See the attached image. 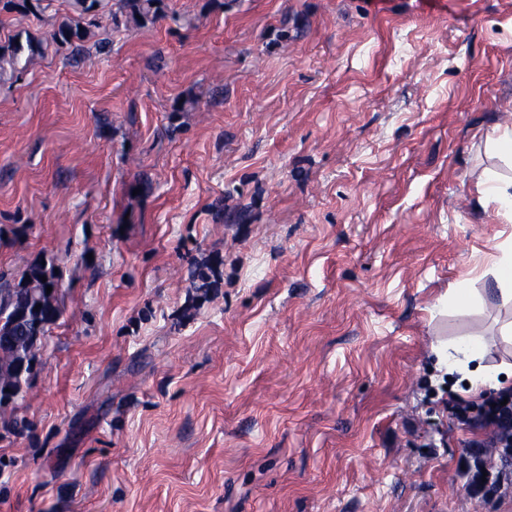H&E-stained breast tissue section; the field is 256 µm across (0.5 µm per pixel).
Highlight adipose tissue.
<instances>
[{
	"mask_svg": "<svg viewBox=\"0 0 512 512\" xmlns=\"http://www.w3.org/2000/svg\"><path fill=\"white\" fill-rule=\"evenodd\" d=\"M485 344L480 337L465 336L445 348H437L439 366L448 372L460 373L470 392L500 391L512 386V364L490 366L485 364Z\"/></svg>",
	"mask_w": 512,
	"mask_h": 512,
	"instance_id": "ef3b65f1",
	"label": "adipose tissue"
}]
</instances>
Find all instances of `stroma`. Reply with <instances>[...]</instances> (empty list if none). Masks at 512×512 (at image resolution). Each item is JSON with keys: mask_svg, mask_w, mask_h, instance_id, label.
<instances>
[{"mask_svg": "<svg viewBox=\"0 0 512 512\" xmlns=\"http://www.w3.org/2000/svg\"><path fill=\"white\" fill-rule=\"evenodd\" d=\"M0 75V277L62 309L0 409V512H512L470 494L473 402L512 362V0H165ZM465 309L448 307L460 285ZM482 193L492 202L499 204L500 208L512 210V181L501 182L494 174L488 173L480 182ZM500 254L494 256L492 266L496 270L495 288L492 293L504 303L512 302V240L499 246ZM485 344L478 336H465L457 339L446 350L436 348L437 364L446 367L448 374H461L470 393L500 391L512 386V364L498 366L484 364Z\"/></svg>", "mask_w": 512, "mask_h": 512, "instance_id": "obj_1", "label": "stroma"}]
</instances>
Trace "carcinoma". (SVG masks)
I'll use <instances>...</instances> for the list:
<instances>
[{"label": "carcinoma", "mask_w": 512, "mask_h": 512, "mask_svg": "<svg viewBox=\"0 0 512 512\" xmlns=\"http://www.w3.org/2000/svg\"><path fill=\"white\" fill-rule=\"evenodd\" d=\"M100 0H74L77 16L58 25L53 34L54 43L76 47L88 37L90 28L98 26L93 18ZM164 0H120L118 10L111 14L112 24L119 26L130 22L156 19L162 12ZM13 37L8 54H0V71L10 69L21 72L34 56L43 53L42 43L31 34ZM53 274L40 265L30 267L16 283L0 285V407L8 405L22 391L28 378L18 377V366L26 363L33 369L37 352L47 327L56 323L61 314L55 293H46L48 283L42 278Z\"/></svg>", "instance_id": "obj_1"}]
</instances>
